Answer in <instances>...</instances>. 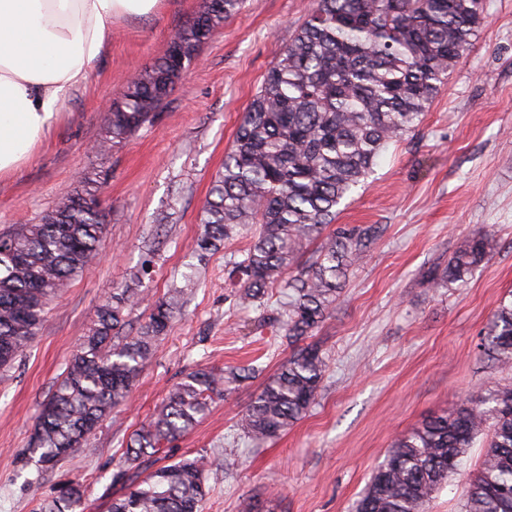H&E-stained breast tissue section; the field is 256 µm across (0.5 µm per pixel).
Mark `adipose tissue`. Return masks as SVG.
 Instances as JSON below:
<instances>
[{"mask_svg":"<svg viewBox=\"0 0 512 512\" xmlns=\"http://www.w3.org/2000/svg\"><path fill=\"white\" fill-rule=\"evenodd\" d=\"M160 0H0V180L50 134L105 50L114 20Z\"/></svg>","mask_w":512,"mask_h":512,"instance_id":"ef3b65f1","label":"adipose tissue"}]
</instances>
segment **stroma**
Masks as SVG:
<instances>
[{"mask_svg": "<svg viewBox=\"0 0 512 512\" xmlns=\"http://www.w3.org/2000/svg\"><path fill=\"white\" fill-rule=\"evenodd\" d=\"M202 0H162L148 17L119 19L90 79L74 89L33 157L0 180V230L35 224L59 193L97 182L106 230L99 254L49 306L31 346L0 373V512H44L56 487L82 483L76 512H108L121 486L111 476L132 433L189 371L248 367L249 378L172 443L169 456L204 455L203 512H352L395 435L512 380L479 344L512 292V0H485L486 23L426 108L418 128L390 145L364 186L341 206L340 224H374L380 235L348 275L340 303L311 336L326 361L317 400L279 438L254 444L236 421L292 353L267 320L281 300L244 309L228 279L256 233L247 226L213 254L195 249L201 209L242 115L269 66L314 0H245L204 43L151 123L108 154L94 151L121 79L168 49L171 31ZM492 227L498 248L465 284L432 287L462 242ZM197 286L158 342L125 405L113 410L54 469L38 472L29 448L40 407L112 291L139 281L146 302L127 311L136 335L151 300ZM484 439L469 448L424 512H462Z\"/></svg>", "mask_w": 512, "mask_h": 512, "instance_id": "obj_1", "label": "stroma"}]
</instances>
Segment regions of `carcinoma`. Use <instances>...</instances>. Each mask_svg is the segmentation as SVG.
Segmentation results:
<instances>
[{
  "label": "carcinoma",
  "instance_id": "1",
  "mask_svg": "<svg viewBox=\"0 0 512 512\" xmlns=\"http://www.w3.org/2000/svg\"><path fill=\"white\" fill-rule=\"evenodd\" d=\"M242 4L203 0L197 15L175 29L164 56L123 83L98 151L126 143L152 121L180 79L173 53L190 61ZM485 22L484 0H316L267 70L224 154L196 240L198 251H215L246 225H260L256 241L229 273L237 303L255 306L274 287L286 297L270 322L284 332L293 353L238 421L251 441L278 437L315 403L326 363L318 346L300 342L326 320L349 271L379 232L376 225L339 224L327 235L325 229L381 152L415 131ZM97 198V188L86 181L63 192L39 223L13 224L0 233V245L21 258L0 255L1 372L37 335L49 304L96 255L104 215L83 203ZM314 241L315 255L301 260ZM497 245L492 229L477 232L449 257L434 284L466 282ZM194 286L187 276L182 287L155 301L134 336L120 330L138 295L114 293L97 310L39 412L30 448L37 468L53 467L129 397ZM480 347L498 364L512 366V298L500 300ZM238 376L214 368L186 374L156 417L127 442L123 465L112 474V484L125 492L112 499L110 512H202L205 457H182L142 481L139 471L193 427ZM481 435L489 441L468 483L463 512H512L511 382L397 435L355 512H423ZM82 501V484L71 481L46 512H75Z\"/></svg>",
  "mask_w": 512,
  "mask_h": 512
}]
</instances>
